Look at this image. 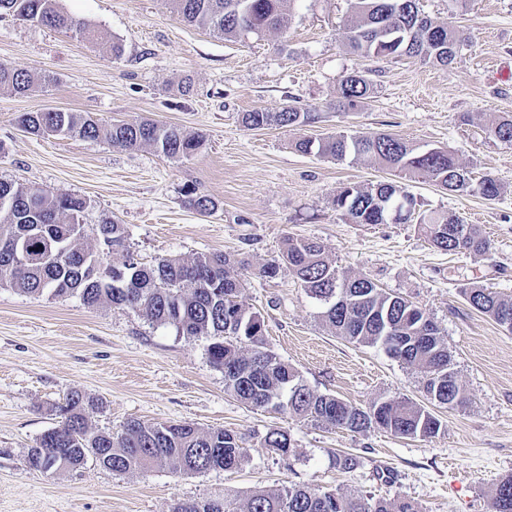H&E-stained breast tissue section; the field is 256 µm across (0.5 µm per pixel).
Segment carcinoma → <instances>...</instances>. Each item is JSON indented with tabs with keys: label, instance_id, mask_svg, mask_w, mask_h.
Masks as SVG:
<instances>
[{
	"label": "carcinoma",
	"instance_id": "1",
	"mask_svg": "<svg viewBox=\"0 0 512 512\" xmlns=\"http://www.w3.org/2000/svg\"><path fill=\"white\" fill-rule=\"evenodd\" d=\"M291 0H172L174 11L187 23L226 38L262 35L282 28ZM345 45L362 57H413L422 62L451 64L458 52L448 45L462 43L458 32L423 14L419 0H351ZM95 37L80 18L61 11L56 0H0V14ZM35 81L27 70L0 64V86L26 94ZM372 82L353 72L340 80L336 109L347 112L367 99ZM318 119L315 112L288 106L279 112L255 109L243 114L251 129L296 127ZM18 124L33 135L58 131L62 135L104 140L121 149L151 146L170 159L188 158L203 146V138L175 125L144 120L101 123L76 112H24ZM489 132L512 144V116H498ZM295 148L343 159L348 155L399 172L401 180L364 187L348 184L333 197L336 211L355 224H386L381 203L407 194L403 181L425 177L441 188L461 194L477 192L487 200L500 193L491 174L474 180L448 150L428 154L388 133H338L316 141L302 137ZM86 201L78 196H51L20 183L0 180V264L10 250L26 254L25 262L6 272L0 284L28 295L46 292L55 297L79 296L88 306L103 301L139 310L154 325L172 326L189 338L209 341L210 364L224 374V388L241 402L287 413L314 425L360 433L378 427L395 436L433 437L441 428L434 414L408 398L373 402L384 404L382 422L370 409L357 407L330 394L311 391L298 372L266 347L264 321L238 300L242 282L233 261L222 253L201 254L190 260L164 257L146 266L129 257L119 265L94 254L84 239L82 214ZM408 224L421 228L428 241L448 253L486 252L489 242L479 226L463 224L453 214H425L414 209ZM465 225L467 234L457 235ZM99 240L114 252L126 248L125 225L106 221L97 230ZM288 270L311 297L325 305L322 322L334 335L352 343L379 346L392 358L419 368L430 401L457 409L466 403L458 382H448V347L436 322L413 302L382 292L365 276H352L328 261L322 244L312 239H288L284 255ZM468 305L497 324L512 322V298L485 288L462 289ZM97 403L79 391L70 392L58 407V424L37 440L29 463L38 467L62 448L67 470H78L92 460L114 473L124 474L152 465L179 474L237 469L248 461L236 433L222 428L202 429L193 423L127 422L114 435L92 429L89 412ZM261 447L287 457L293 452L288 432L268 431ZM494 512H512V475L500 478L492 489ZM210 500L176 499L171 512H211ZM223 512H420L404 497L354 498L335 491L291 485L277 491L255 490L244 502L224 500Z\"/></svg>",
	"mask_w": 512,
	"mask_h": 512
}]
</instances>
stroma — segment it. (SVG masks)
I'll list each match as a JSON object with an SVG mask.
<instances>
[{
	"label": "stroma",
	"instance_id": "35a3bbf8",
	"mask_svg": "<svg viewBox=\"0 0 512 512\" xmlns=\"http://www.w3.org/2000/svg\"><path fill=\"white\" fill-rule=\"evenodd\" d=\"M350 0H295L285 28L227 39L182 21L168 0H57L61 11L96 32L88 41L44 25L0 16V63L39 71L47 80L26 95L0 89V180L85 199L87 243L96 229L124 224L126 252L151 264L168 256L221 252L245 259L240 300L265 321L269 350L294 367L310 390L354 405L404 397L441 423L432 437L402 438L379 428L324 429L225 392L205 338L156 326L138 311L76 296H30L0 285V512H170L174 499H244L290 485L350 497H405L422 512H494L491 491L512 474V334L472 309L469 286L512 296V145L487 129L492 114L512 115V0H421L424 12L455 28L465 47L453 64L352 54L344 44ZM124 47L121 57L108 50ZM353 71L373 82L351 112L336 108L340 79ZM294 105L319 113L299 127L250 129L245 112ZM59 109L102 122L152 119L205 137L193 156L169 159L77 136L25 132L23 112ZM340 130L384 132L414 146L441 147L472 178L489 173L501 191L488 200L458 194L426 178L407 182L422 211L449 212L479 225L486 253L450 254L414 224H355L332 198L351 183L392 180L391 172L353 159L297 151L301 137ZM211 198L197 212L188 190ZM321 242L338 268L370 278L386 293L421 306L441 329L450 367L466 403L430 402L423 375L382 348L332 334L321 307L288 269L259 268L280 259L289 238ZM79 390L97 400L96 430L126 423L190 422L241 436L249 460L232 471L180 475L167 467L116 474L95 463L44 473L28 452L56 425V408ZM287 431L295 448L283 458L260 439ZM339 452L359 466L336 469Z\"/></svg>",
	"mask_w": 512,
	"mask_h": 512
}]
</instances>
